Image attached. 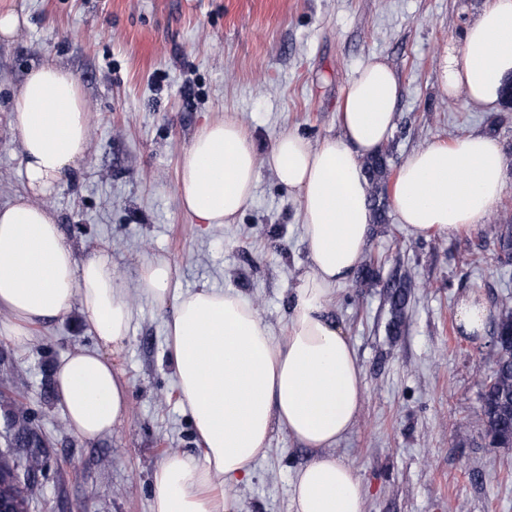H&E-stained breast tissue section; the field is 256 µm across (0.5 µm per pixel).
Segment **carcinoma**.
I'll return each instance as SVG.
<instances>
[{
    "label": "carcinoma",
    "mask_w": 512,
    "mask_h": 512,
    "mask_svg": "<svg viewBox=\"0 0 512 512\" xmlns=\"http://www.w3.org/2000/svg\"><path fill=\"white\" fill-rule=\"evenodd\" d=\"M388 166L386 155L381 153L370 159L367 163V174L373 184L378 185L384 180ZM494 242L497 244L505 258L512 257V224H504L495 233ZM412 288L409 278H400L391 284L388 295L392 319L389 331L395 332L404 325V309ZM504 313L494 327L497 348V360L491 370L486 388L481 396L482 413L486 427V437L489 443L500 447L512 446V297L509 295L501 299ZM24 461L29 469L38 473L47 467L46 457L34 445L22 451L17 456L12 451L0 452V496L9 499L13 504L14 512H29L30 492L32 485L19 482L14 478L15 463Z\"/></svg>",
    "instance_id": "carcinoma-1"
}]
</instances>
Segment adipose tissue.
I'll return each instance as SVG.
<instances>
[{
	"label": "adipose tissue",
	"mask_w": 512,
	"mask_h": 512,
	"mask_svg": "<svg viewBox=\"0 0 512 512\" xmlns=\"http://www.w3.org/2000/svg\"><path fill=\"white\" fill-rule=\"evenodd\" d=\"M511 75L512 0H494L461 46L444 55L441 90L484 112L497 105ZM401 93L395 70L374 60L346 88L337 135L313 144L285 130L261 155L241 124L224 118L206 121L184 153L177 191L194 223H235L253 200L260 167H267L300 201L312 267L297 281L288 331L277 338L239 293L183 292L167 258L141 264L137 289L166 316L179 404L199 445L198 453L175 451L156 464L150 512H231L234 486L266 456L276 427L313 452L292 480L291 512H365L359 479L335 453L357 423L364 374L328 306L368 246L375 217L365 164L389 141ZM18 139L25 187L0 204V326L21 347L34 328L80 315L97 344L67 353L53 380L69 429L94 441L129 416L128 385L112 355L129 337L133 308L106 252L78 258L46 203L91 141L72 73L52 63L29 71ZM505 170L492 136L434 141L398 167L391 204L415 233L475 230L492 214Z\"/></svg>",
	"instance_id": "obj_1"
}]
</instances>
